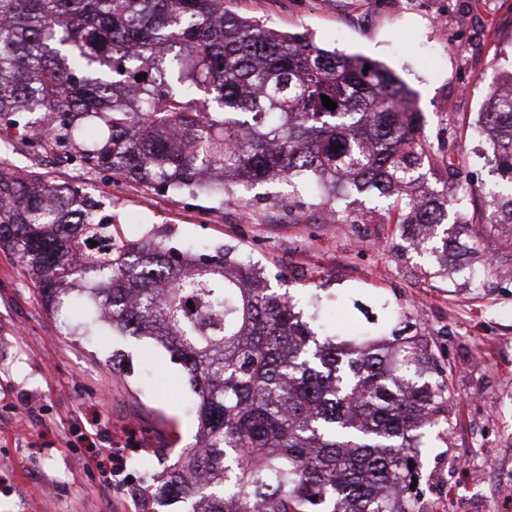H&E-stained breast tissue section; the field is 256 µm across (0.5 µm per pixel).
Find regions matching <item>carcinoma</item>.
<instances>
[{"label": "carcinoma", "mask_w": 512, "mask_h": 512, "mask_svg": "<svg viewBox=\"0 0 512 512\" xmlns=\"http://www.w3.org/2000/svg\"><path fill=\"white\" fill-rule=\"evenodd\" d=\"M235 0H0V249L73 336H145L184 366L198 436L156 489L184 512H419L410 465L449 388L422 336L375 323L339 336L298 307L286 280L242 251L192 253L123 239L43 155L158 192L240 200L259 184L312 188L334 223L367 224L349 198L388 200L387 223L438 264L479 281V230L512 224V74L475 126L496 179L424 187L436 157L405 87L382 64L241 16ZM145 78H137L139 74ZM337 103L329 110L321 95ZM484 205L442 227L458 201ZM96 246H91V242Z\"/></svg>", "instance_id": "1"}]
</instances>
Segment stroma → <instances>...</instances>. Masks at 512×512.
I'll list each match as a JSON object with an SVG mask.
<instances>
[{"label": "stroma", "instance_id": "35a3bbf8", "mask_svg": "<svg viewBox=\"0 0 512 512\" xmlns=\"http://www.w3.org/2000/svg\"><path fill=\"white\" fill-rule=\"evenodd\" d=\"M241 15L308 33L321 47L385 64L413 93L428 143H447L482 112L495 77L512 73V0H238ZM48 179L83 187L128 239L144 233L242 249L299 302L323 284V308L357 333L388 303L427 337L450 373L451 434L426 431L415 492L422 512H512V253L500 224L483 234L498 273L480 286L433 275L395 224H328L314 197L290 208L278 188L216 205L156 193L108 175L48 162ZM146 338L67 335L17 257L0 249V512H182L153 491L197 421L187 377L166 352L147 371ZM112 456L105 479L94 459Z\"/></svg>", "mask_w": 512, "mask_h": 512}]
</instances>
